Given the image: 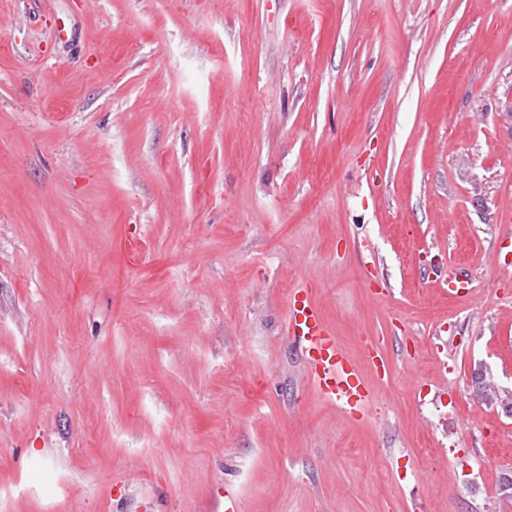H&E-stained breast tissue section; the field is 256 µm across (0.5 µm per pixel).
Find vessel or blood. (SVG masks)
Segmentation results:
<instances>
[{
    "label": "vessel or blood",
    "mask_w": 512,
    "mask_h": 512,
    "mask_svg": "<svg viewBox=\"0 0 512 512\" xmlns=\"http://www.w3.org/2000/svg\"><path fill=\"white\" fill-rule=\"evenodd\" d=\"M289 333L307 354V374L321 395L340 410L364 408L366 392L356 366L343 355L333 331L322 319L311 290H302L289 309Z\"/></svg>",
    "instance_id": "vessel-or-blood-1"
}]
</instances>
